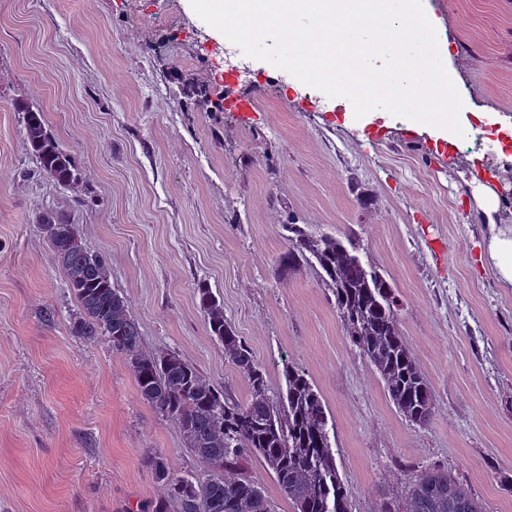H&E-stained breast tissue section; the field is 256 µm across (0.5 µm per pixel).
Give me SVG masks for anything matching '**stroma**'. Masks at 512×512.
<instances>
[{"label": "stroma", "mask_w": 512, "mask_h": 512, "mask_svg": "<svg viewBox=\"0 0 512 512\" xmlns=\"http://www.w3.org/2000/svg\"><path fill=\"white\" fill-rule=\"evenodd\" d=\"M450 41L462 153L409 119L352 106L233 53L187 0H0V512H151L148 461L202 475L177 426L143 400L124 354L73 336L75 298L38 224L58 211L103 256L144 352L178 353L225 397L245 377L210 335L206 285L272 392L290 363L333 417L350 512H375L425 466L451 469L487 512H512V287L480 260L490 173L512 225V0H424ZM232 80L213 83L214 65ZM207 83L209 102L180 94ZM82 173L39 169L16 101ZM353 236L386 272L404 338L435 395L428 427L397 411L347 341L318 270L283 274L284 225Z\"/></svg>", "instance_id": "35a3bbf8"}]
</instances>
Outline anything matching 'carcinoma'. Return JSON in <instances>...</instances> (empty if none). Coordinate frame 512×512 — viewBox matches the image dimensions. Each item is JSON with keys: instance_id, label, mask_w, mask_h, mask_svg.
Listing matches in <instances>:
<instances>
[{"instance_id": "carcinoma-1", "label": "carcinoma", "mask_w": 512, "mask_h": 512, "mask_svg": "<svg viewBox=\"0 0 512 512\" xmlns=\"http://www.w3.org/2000/svg\"><path fill=\"white\" fill-rule=\"evenodd\" d=\"M24 132L40 169L67 188L81 179L70 155L46 129L44 113L26 103ZM55 262L63 270L78 303L70 332L86 341L105 339L127 355L142 398L174 422L183 446L206 467L205 478L169 468L160 454L151 459L164 496L153 512H275L260 484L239 472L243 457L261 458L294 512H349L330 442L331 415L304 371L283 367L285 390L270 397L268 378L251 348L224 320V307L210 289L198 288L199 304L210 334L224 358L247 379L249 397L232 402L176 353L140 351L138 323L126 299L112 288L102 256L78 241L75 225L63 213L39 216ZM287 250L279 258L288 273L314 263L331 288L346 338L379 375L390 400L409 422L425 428L435 411L432 388L412 356L400 329L399 302L389 279L363 263L350 238L313 235L300 224H285ZM377 512H486L449 470L426 466L408 479L405 492L381 499Z\"/></svg>"}]
</instances>
